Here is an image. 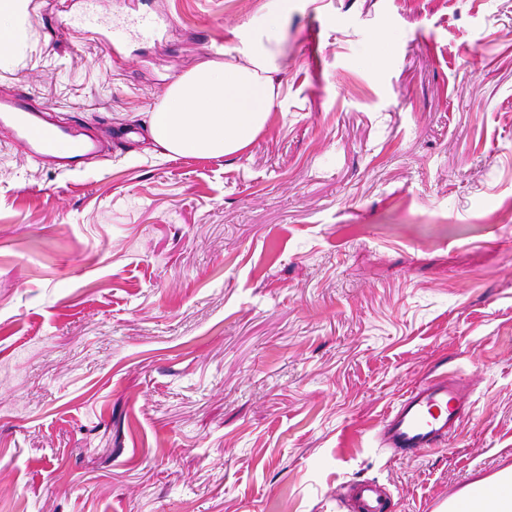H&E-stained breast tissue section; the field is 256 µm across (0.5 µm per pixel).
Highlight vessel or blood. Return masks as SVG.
Returning a JSON list of instances; mask_svg holds the SVG:
<instances>
[{"label":"vessel or blood","mask_w":512,"mask_h":512,"mask_svg":"<svg viewBox=\"0 0 512 512\" xmlns=\"http://www.w3.org/2000/svg\"><path fill=\"white\" fill-rule=\"evenodd\" d=\"M0 127L26 147L35 159L61 171L75 170L82 160L100 155L101 147L82 122L62 127L48 106H34L24 92L0 98ZM472 409L467 390L440 377L408 390L386 411L378 436L383 447L410 458L457 436L462 418ZM356 512H390L391 498L376 482L363 479L351 485Z\"/></svg>","instance_id":"vessel-or-blood-1"}]
</instances>
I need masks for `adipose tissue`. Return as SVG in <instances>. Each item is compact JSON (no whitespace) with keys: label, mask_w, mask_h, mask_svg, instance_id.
Here are the masks:
<instances>
[{"label":"adipose tissue","mask_w":512,"mask_h":512,"mask_svg":"<svg viewBox=\"0 0 512 512\" xmlns=\"http://www.w3.org/2000/svg\"><path fill=\"white\" fill-rule=\"evenodd\" d=\"M273 49L257 46L245 62H205L178 77L152 112L149 130L177 154L233 155L264 129L274 100Z\"/></svg>","instance_id":"1"}]
</instances>
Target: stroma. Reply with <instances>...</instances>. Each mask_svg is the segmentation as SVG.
<instances>
[{
    "instance_id": "obj_1",
    "label": "stroma",
    "mask_w": 512,
    "mask_h": 512,
    "mask_svg": "<svg viewBox=\"0 0 512 512\" xmlns=\"http://www.w3.org/2000/svg\"><path fill=\"white\" fill-rule=\"evenodd\" d=\"M7 16L0 96L131 145L60 173L0 148V512H392L512 468V0H101L157 38ZM278 51L265 128L231 156L148 133L204 61ZM446 376L457 437L380 447ZM356 512H390L391 498L372 480H356L351 485Z\"/></svg>"
}]
</instances>
